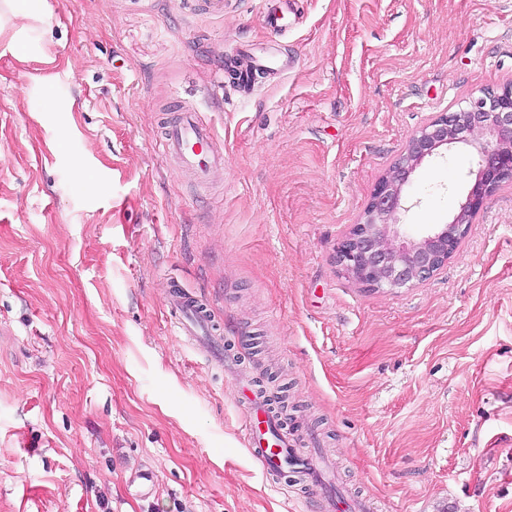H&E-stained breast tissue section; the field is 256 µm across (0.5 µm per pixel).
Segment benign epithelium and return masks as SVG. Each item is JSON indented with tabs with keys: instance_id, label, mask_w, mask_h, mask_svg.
Returning a JSON list of instances; mask_svg holds the SVG:
<instances>
[{
	"instance_id": "1",
	"label": "benign epithelium",
	"mask_w": 512,
	"mask_h": 512,
	"mask_svg": "<svg viewBox=\"0 0 512 512\" xmlns=\"http://www.w3.org/2000/svg\"><path fill=\"white\" fill-rule=\"evenodd\" d=\"M452 144L473 150V184L451 221L413 236L399 220L409 210L405 188L425 158ZM507 181H512V81L438 113L411 136L374 186L360 219L338 242L336 267L354 284L375 292L430 280L457 252L486 199Z\"/></svg>"
}]
</instances>
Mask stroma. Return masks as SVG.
I'll return each instance as SVG.
<instances>
[{"mask_svg":"<svg viewBox=\"0 0 512 512\" xmlns=\"http://www.w3.org/2000/svg\"><path fill=\"white\" fill-rule=\"evenodd\" d=\"M46 4L0 33V512H323L248 451L227 361L287 393L290 444L345 500L512 512V182L419 287L334 264L412 134L512 81V0H297L277 33L260 0ZM237 49L286 69L243 95ZM176 103L224 148L209 183L158 145ZM473 166L426 158L405 223H448ZM174 280L223 362L177 334Z\"/></svg>","mask_w":512,"mask_h":512,"instance_id":"stroma-1","label":"stroma"}]
</instances>
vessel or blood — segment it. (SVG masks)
<instances>
[{
  "instance_id": "b4317fda",
  "label": "vessel or blood",
  "mask_w": 512,
  "mask_h": 512,
  "mask_svg": "<svg viewBox=\"0 0 512 512\" xmlns=\"http://www.w3.org/2000/svg\"><path fill=\"white\" fill-rule=\"evenodd\" d=\"M280 61L271 54L250 57L239 64L238 85L242 91H252L258 80L279 71ZM160 144L164 152L179 165L204 182L222 168L224 154L212 127L202 114L181 107L168 112L163 122ZM170 311L173 324L183 336H207L212 331L209 311L199 300L188 298L179 287L170 290ZM238 394L246 396L251 408L242 419V433L247 448L259 460L264 473L287 475L289 468L303 471L315 484H324L329 467L326 463L295 456L278 420L265 402L251 394L242 378H235Z\"/></svg>"
}]
</instances>
